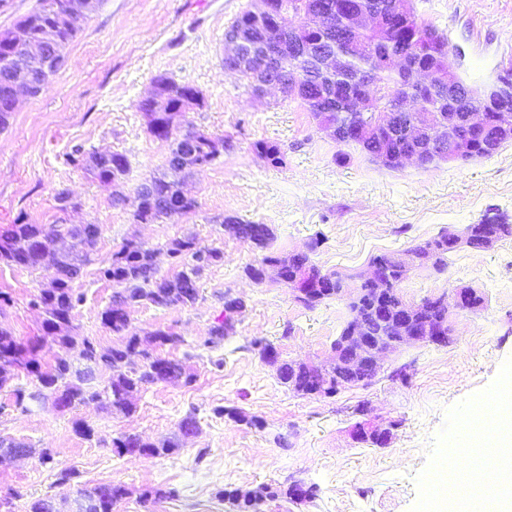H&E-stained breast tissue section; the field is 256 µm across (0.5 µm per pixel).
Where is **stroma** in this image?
<instances>
[{
  "mask_svg": "<svg viewBox=\"0 0 512 512\" xmlns=\"http://www.w3.org/2000/svg\"><path fill=\"white\" fill-rule=\"evenodd\" d=\"M254 0H104L70 43L66 62L47 89L23 97L0 131V231L22 218L45 228L95 224L100 238L94 264L75 283L84 300L75 310L78 335L99 347L116 344L99 314L112 298L96 262L122 242L137 238L157 248L176 237H196L200 246L223 250L186 308L143 305L132 315L138 333L172 329L184 342L161 356L181 360L191 384L158 382L135 397L136 410L116 415L90 402L64 411L51 402L16 406L14 388L34 390L31 378L14 377L0 388V434L34 450L51 449V462L0 464V495L14 493V512L55 497L60 512H73L75 491L102 482L124 484L129 495L115 512H231L224 489L252 490L294 480L315 485L316 498L289 509L269 501L262 512H433V474L448 451L461 458L464 479L480 483L483 471L499 466L494 439L468 435L455 445L457 423H485L496 400L512 398V240L494 249L452 253L443 271L412 272L399 293L406 301L468 286L483 296L476 313H450L448 346H409L390 355L367 387L349 386L331 398L300 395L279 383L252 339L273 343L283 359L325 362L348 317L345 301L330 299L305 308L275 274L262 282L246 276L265 253L305 250L321 236L313 261L326 271L364 272L373 256L402 253L436 237L462 230L484 216L512 224V142L488 158L443 162L429 169L395 170L370 161L361 150L338 143L317 125L300 101L281 89L252 98L245 79L224 69V34ZM420 21L448 37V63L469 80L489 81L499 62L512 57V0H414ZM194 84L203 108L186 112L195 128L224 137L229 150L189 180L196 211L154 224H137L131 207L112 203V186L75 168V149L121 152L130 168L122 190L135 197L150 172L167 167L168 145L152 137L137 104L155 76ZM265 139L281 144L284 163L271 166L253 148ZM67 191L69 206L57 194ZM266 224L267 250L240 241L224 227L225 216ZM47 270L0 263V327L21 339L40 335L42 315L32 301ZM243 301L233 330L214 351L201 341L224 313V295ZM223 367H215V359ZM406 367L408 382L392 372ZM368 407V420L400 421L385 448L354 443L349 435ZM235 407L258 417L250 428L219 415ZM195 413L199 433L180 438L178 424ZM95 430L92 440L75 434V422ZM122 433L156 441L179 438V451L164 458L118 457L112 440ZM72 468L70 486H56L60 468ZM172 489L171 499L151 498Z\"/></svg>",
  "mask_w": 512,
  "mask_h": 512,
  "instance_id": "obj_1",
  "label": "stroma"
}]
</instances>
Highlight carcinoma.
<instances>
[{"instance_id":"carcinoma-1","label":"carcinoma","mask_w":512,"mask_h":512,"mask_svg":"<svg viewBox=\"0 0 512 512\" xmlns=\"http://www.w3.org/2000/svg\"><path fill=\"white\" fill-rule=\"evenodd\" d=\"M83 0H39L36 7L29 14L16 21L11 27L4 29L6 33H16L29 41H37L47 35L64 46L69 45L82 31L79 25H73L62 19V14L71 5H79ZM273 12L281 17L293 14L305 19L311 7L327 2V0H272ZM429 31V38L421 41V48L437 50L448 47L447 36L437 28L419 24V28H410V35ZM307 40L319 43V48L326 51H342L354 45H366L375 40V35L369 32L344 31L339 35H330L322 38L319 34L307 36ZM27 63L30 77L34 86L33 95H39L45 88L44 66L35 59L25 60V53L18 50L16 44L0 41V131L9 125L11 113L4 111L6 106V93L9 80L17 71L21 63ZM376 66L374 57L360 51L351 52L348 58L347 69L326 80H318L311 75L313 64L308 59H282L279 66L282 78L288 82L289 95L300 100L301 104L312 116L320 112L321 92L325 84L341 86L345 81ZM168 94L171 101L180 100L183 94V83L177 82L165 75L154 78ZM399 86L397 75L386 72L381 75L380 99L381 105L388 108ZM417 103L419 112H437L442 101L448 98V91H439L418 95L412 94ZM155 139L170 143V152L178 150L177 134L169 130L167 120L163 117L156 119V127L149 130ZM345 145H356L369 157L376 161L377 155L384 149L381 141L360 138L354 134L339 140ZM254 148L262 154L273 166L283 163V152L279 144L258 140ZM87 152L76 149L69 157L70 163L87 172L94 179L109 183L114 179L126 175L129 170L128 157L123 153L112 152L106 158L93 165H86ZM132 204L133 220L137 224H152L174 216H183L198 208L196 199H186L180 196L177 184L167 179V174L152 173L139 185L134 201L126 197L112 198V205L125 206ZM238 239L251 242L267 234L265 224L245 223L234 220L224 224ZM58 236L75 240L67 250L63 251L54 272L55 287L44 294H38L36 302L44 307V320L42 331L44 336L51 339L57 346L53 356V363L45 365L41 361V341L24 343L18 340L6 329L0 328V389L10 379L6 369L22 370L36 381L38 393L26 392L21 388L14 390L15 403L22 405L27 401L33 402L39 396H52L67 408H75L89 401H99L115 414H129L135 406L127 400L130 389H142L155 381L154 371L159 370L176 380L193 382V375L186 373L181 361L169 357H162L156 353L146 358L143 363L134 368L130 366L129 358L141 355L139 334L132 326L131 313L136 307L150 304L158 308L189 307L196 303L199 297L198 283L193 278L195 266L204 261L208 265H216L223 261L224 253L219 248H203L193 236L173 238L165 243V248L171 253V264L176 273L171 277L158 276L157 268L151 259L152 249L145 244H137L126 239L121 246L112 251L107 263L96 270L99 279L113 283L119 287L123 300L116 304L109 303L100 313L101 324L118 339V344L110 349L98 350L96 342L89 338L69 340L64 336H54V330L74 320V311L83 301V294L74 288V282L79 278L82 269L93 262V254L97 246V239H89L84 233L70 224L62 225ZM42 229L38 224H29L19 218L17 222L0 233V263L22 266L27 269L38 270L42 268L41 250L44 243L41 240ZM21 240L29 242L25 250L17 248ZM309 272L312 277L318 278L326 275L342 282L344 276L336 272L325 273L311 260L308 254L293 256L288 266V277L302 272ZM155 336L156 347H177L184 343L182 337L174 334L171 329H155L151 331ZM80 349L84 358L94 361L111 371V377L106 385L92 384L89 373L73 367L70 352ZM141 437L136 434L122 433L112 439V452L119 457L126 456L123 449L128 448ZM147 448L144 456L148 458L168 457L178 451V444L165 439L158 443L143 442ZM102 489V496L98 502L91 506L90 512H113L114 506L127 495V488L114 482L98 484Z\"/></svg>"}]
</instances>
